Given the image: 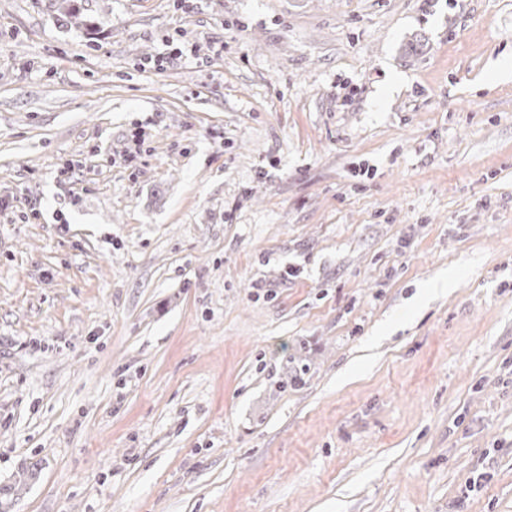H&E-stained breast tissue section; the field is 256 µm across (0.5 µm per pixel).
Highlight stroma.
<instances>
[{
	"label": "stroma",
	"mask_w": 512,
	"mask_h": 512,
	"mask_svg": "<svg viewBox=\"0 0 512 512\" xmlns=\"http://www.w3.org/2000/svg\"><path fill=\"white\" fill-rule=\"evenodd\" d=\"M80 8L0 0L12 512H512V0Z\"/></svg>",
	"instance_id": "stroma-1"
}]
</instances>
